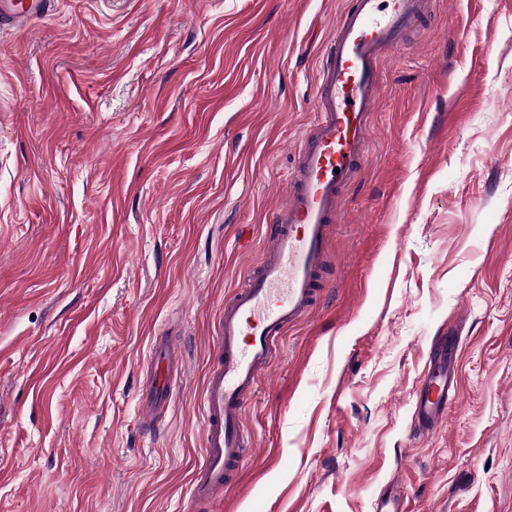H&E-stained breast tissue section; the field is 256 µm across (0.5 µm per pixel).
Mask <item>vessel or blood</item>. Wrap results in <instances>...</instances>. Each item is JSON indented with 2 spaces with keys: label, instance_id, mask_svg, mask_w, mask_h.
Returning a JSON list of instances; mask_svg holds the SVG:
<instances>
[{
  "label": "vessel or blood",
  "instance_id": "vessel-or-blood-1",
  "mask_svg": "<svg viewBox=\"0 0 512 512\" xmlns=\"http://www.w3.org/2000/svg\"><path fill=\"white\" fill-rule=\"evenodd\" d=\"M50 4L0 0V25L20 26ZM426 8V0H355L338 19L318 73L313 128L300 143L284 200L273 211L275 231L244 285L225 298L215 324L216 353L200 407L203 459L191 482L196 501L217 498L247 459L252 442L244 428L246 405L280 339L315 308L343 190L357 181L369 157L384 62ZM149 366L141 407L144 424L154 428L168 414L185 370L181 346L155 337ZM454 378V365L444 361L420 379V430L433 431L447 413L456 397Z\"/></svg>",
  "mask_w": 512,
  "mask_h": 512
}]
</instances>
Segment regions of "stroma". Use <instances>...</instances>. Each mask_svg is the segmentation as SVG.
<instances>
[{
    "label": "stroma",
    "mask_w": 512,
    "mask_h": 512,
    "mask_svg": "<svg viewBox=\"0 0 512 512\" xmlns=\"http://www.w3.org/2000/svg\"><path fill=\"white\" fill-rule=\"evenodd\" d=\"M349 0H53L0 28V512H512V0H430L384 63L327 286L192 500L224 299L262 254ZM458 394L413 422L441 336ZM186 369L141 417L149 340Z\"/></svg>",
    "instance_id": "stroma-1"
}]
</instances>
